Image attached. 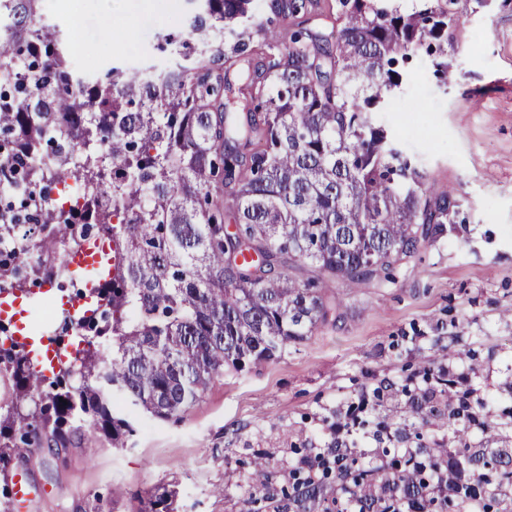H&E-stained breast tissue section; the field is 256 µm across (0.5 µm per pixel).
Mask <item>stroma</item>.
I'll list each match as a JSON object with an SVG mask.
<instances>
[{
    "label": "stroma",
    "instance_id": "1",
    "mask_svg": "<svg viewBox=\"0 0 512 512\" xmlns=\"http://www.w3.org/2000/svg\"><path fill=\"white\" fill-rule=\"evenodd\" d=\"M186 0H44L42 21L69 43L91 44L92 74L165 68L163 35L185 30ZM132 21L128 40L109 24ZM440 86L429 58L409 64L407 84L384 116L403 150L440 187H453L456 223L425 243L390 283L335 284L342 318L320 326L276 361L228 371L177 419L140 420L126 448L96 438L59 457L43 448L23 461L31 488L14 512H149L156 488L175 512H296L293 487L333 447L356 408L357 466L383 451L451 448L442 423L417 428L406 392L466 396L512 434V0L471 15ZM449 351L465 352L446 360ZM455 384L438 391L441 364ZM268 479L251 481L255 459Z\"/></svg>",
    "mask_w": 512,
    "mask_h": 512
}]
</instances>
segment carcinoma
Listing matches in <instances>:
<instances>
[{
	"instance_id": "1",
	"label": "carcinoma",
	"mask_w": 512,
	"mask_h": 512,
	"mask_svg": "<svg viewBox=\"0 0 512 512\" xmlns=\"http://www.w3.org/2000/svg\"><path fill=\"white\" fill-rule=\"evenodd\" d=\"M471 1L490 3L418 0L407 13L390 0H267L262 22L255 0H189L187 37L159 46L169 66L90 79L56 28L36 23L43 0H0V292L67 281L80 296L65 249L121 247L91 314L59 317L55 343L75 350L49 372L0 326V512L13 462L32 449L59 455L89 435L126 447L133 418H176L224 370L282 357L342 317L333 283L388 280L456 222L460 199L430 191L383 114L412 79L400 63L422 49L448 83ZM411 413L448 421L461 444L429 512L504 501L512 448L466 441L487 419L465 402ZM322 465L356 492L336 512L422 503V469L403 459ZM172 498L154 493L151 512H174ZM307 501L330 512L317 482L295 499Z\"/></svg>"
}]
</instances>
